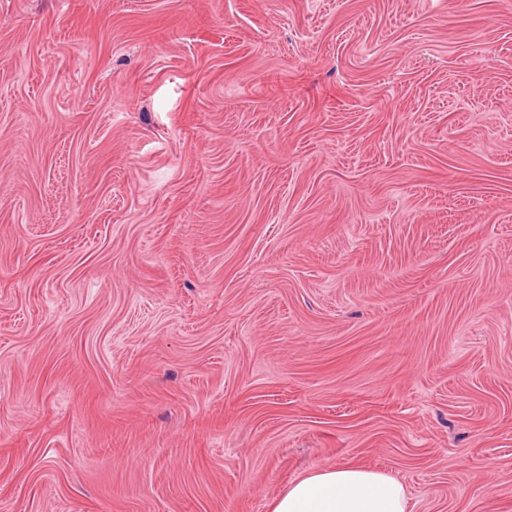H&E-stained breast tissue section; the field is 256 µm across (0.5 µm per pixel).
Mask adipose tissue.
Instances as JSON below:
<instances>
[{
    "mask_svg": "<svg viewBox=\"0 0 512 512\" xmlns=\"http://www.w3.org/2000/svg\"><path fill=\"white\" fill-rule=\"evenodd\" d=\"M270 512H412L404 485L380 471L351 464L323 467L292 480Z\"/></svg>",
    "mask_w": 512,
    "mask_h": 512,
    "instance_id": "obj_1",
    "label": "adipose tissue"
}]
</instances>
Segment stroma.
Listing matches in <instances>:
<instances>
[{"instance_id": "1", "label": "stroma", "mask_w": 512, "mask_h": 512, "mask_svg": "<svg viewBox=\"0 0 512 512\" xmlns=\"http://www.w3.org/2000/svg\"><path fill=\"white\" fill-rule=\"evenodd\" d=\"M347 463L512 512V0H0V512Z\"/></svg>"}]
</instances>
